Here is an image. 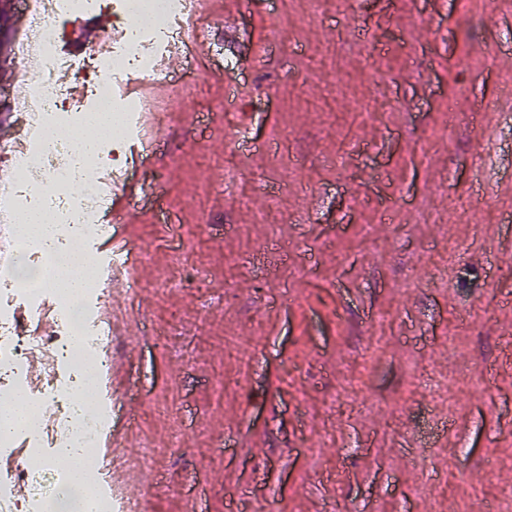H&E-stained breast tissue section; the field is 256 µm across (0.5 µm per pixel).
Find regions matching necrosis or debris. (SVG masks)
I'll return each mask as SVG.
<instances>
[{
    "mask_svg": "<svg viewBox=\"0 0 512 512\" xmlns=\"http://www.w3.org/2000/svg\"><path fill=\"white\" fill-rule=\"evenodd\" d=\"M111 9L120 22L113 35L124 42L125 48L93 58V71L121 74L134 69L148 76L153 62L145 44L146 33L168 31L192 15L193 4L192 0H24L27 22L14 38L15 56L39 57L43 67L35 75L26 71L17 74L23 91L13 97L12 110L24 120L27 138L23 144L0 147V153L9 156L14 172L9 181L0 182V216L15 205L23 178L31 171L54 186L79 183L83 194L95 201L89 208L76 206L66 198L49 204L29 201V209L49 211L55 223L70 227L66 239L32 259V267L38 274L36 283L45 292L58 275L56 255L81 252L88 240L100 236L98 208L106 203L99 182L88 172L83 147L75 145L70 138L71 128L84 123L89 111L69 102L60 89L58 74L69 67L67 58L60 52L64 21L78 14L104 13ZM89 88L94 99L93 110L111 111L118 118L113 141L124 140L130 131L131 116L142 110V103L119 102L111 83L100 78L90 83ZM12 280L10 272L0 273V395L21 388L31 349L35 344H42L66 364L69 376L48 383L41 398L64 405L72 419L80 421L81 429L73 431L69 422H65L48 434L39 427L25 430L27 459L16 467L12 481H0V512H58L62 494L72 488L71 473L55 467L50 449H71L76 458L93 453L112 419L111 409H91L85 397L88 377L84 360L93 358L100 368H107L112 358L108 343L92 337L84 351H76L72 346L73 336L87 329L88 300L105 295L100 286L101 269L91 265L90 287L83 290L75 305L60 308L61 333L41 338L31 336L15 315ZM16 482L28 489L24 501H16L13 495L12 485Z\"/></svg>",
    "mask_w": 512,
    "mask_h": 512,
    "instance_id": "necrosis-or-debris-1",
    "label": "necrosis or debris"
}]
</instances>
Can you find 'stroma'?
Listing matches in <instances>:
<instances>
[{
	"label": "stroma",
	"instance_id": "35a3bbf8",
	"mask_svg": "<svg viewBox=\"0 0 512 512\" xmlns=\"http://www.w3.org/2000/svg\"><path fill=\"white\" fill-rule=\"evenodd\" d=\"M102 20L65 23L59 79L87 110L78 43ZM194 23L198 48L148 35L168 67L112 79L162 146L100 152L147 189L102 239L130 269L89 305L124 324L105 482L130 512H492L512 491V0H214ZM20 65L0 56V142ZM176 254L201 280L165 283Z\"/></svg>",
	"mask_w": 512,
	"mask_h": 512
}]
</instances>
